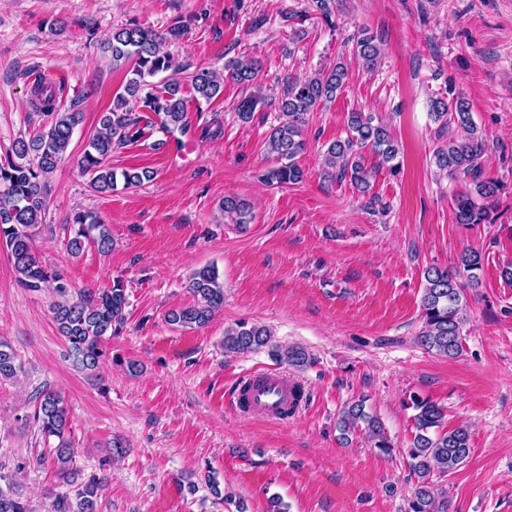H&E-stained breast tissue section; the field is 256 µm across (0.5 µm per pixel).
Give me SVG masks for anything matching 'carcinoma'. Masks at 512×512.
Masks as SVG:
<instances>
[{"mask_svg": "<svg viewBox=\"0 0 512 512\" xmlns=\"http://www.w3.org/2000/svg\"><path fill=\"white\" fill-rule=\"evenodd\" d=\"M182 35L178 28L164 36L138 24H128L112 31L106 51L111 53L115 66L132 64V78L125 93L116 95L112 108L102 113L99 128L88 138L81 158L82 173L89 176V186L97 193L111 192L117 182L135 186L148 178L146 173L108 167L106 158L112 150L141 134L140 118L129 107V99L140 100L146 112L159 119L160 129L166 133L182 131L186 127V106L178 96L181 68L164 50L166 42ZM354 52L364 68L377 66L382 49L376 38L361 33ZM227 76L199 69L190 76L194 92L207 101L224 91V80L247 86L258 76V63L248 57L228 61ZM171 72L163 88L150 82L160 72ZM348 81V71L341 62L327 71L305 79H287L278 101L284 119L270 133L267 147L277 166L270 168L264 178L269 184H297L304 172L296 158L305 149L303 126L306 116L327 102L336 99ZM32 95L50 117L47 128L29 139L19 138L12 146L15 158L0 162V247L7 251L19 281L27 288H48L56 296L52 304L53 318L67 345L74 367L83 372H94L105 363L104 342L114 335L125 320L127 298L122 282L102 289H85L73 294L71 282L59 272L48 271L35 257L33 234L45 212L49 176L64 159L75 127L82 121V113L57 110V89L51 83L38 82L32 86ZM261 99L244 96L235 102L239 121L253 119ZM430 117L443 124L454 122L465 135L450 138L434 150L436 167L450 177L469 180L470 189L454 199L456 222L459 224H490L492 205L503 189V184L485 175L482 158L486 139L475 125L469 103L463 98L446 96L430 100ZM369 150L377 163L368 165L363 150ZM400 148L389 129L370 112L354 111L347 119V136L331 142L324 155L325 174L350 185L365 198V206H382L378 195L371 192L370 178L376 169L392 164ZM227 216L239 224L251 219V205L245 200L227 195L221 203ZM68 253L79 256L88 246L100 252L112 249V236L106 225L90 211H78L67 223ZM482 267L481 252L469 249L462 252L454 270L431 266L424 271L425 286L421 297L423 325L417 336L419 344L440 356L454 358L460 354L465 318L466 288L479 287L476 271ZM189 292L193 304L171 311L168 321L184 327L206 324L214 311L224 304V285L219 282L215 267H204L189 278ZM268 349L270 356L281 364L300 369L311 363V357L301 347L280 349L272 344V332L264 325L241 322L224 333V351L244 353ZM22 366L11 345L0 340V380L17 377ZM409 407L413 437L407 448L409 469L414 477L408 512H449L446 492L437 488L433 477H441L466 462L471 453V435L467 427H443L444 411L427 398L414 395ZM40 435L55 438L50 463L57 477L66 486L64 491L52 490L49 512H97V502L106 485V477L90 476L75 483L76 448L71 439L69 413L64 397L55 390L42 389L36 396L35 409L30 418ZM343 433L362 431L379 452L392 451L380 420L366 412L364 401L358 400L344 409L340 418ZM0 512H33L29 499L20 494L6 476L0 474Z\"/></svg>", "mask_w": 512, "mask_h": 512, "instance_id": "1", "label": "carcinoma"}]
</instances>
